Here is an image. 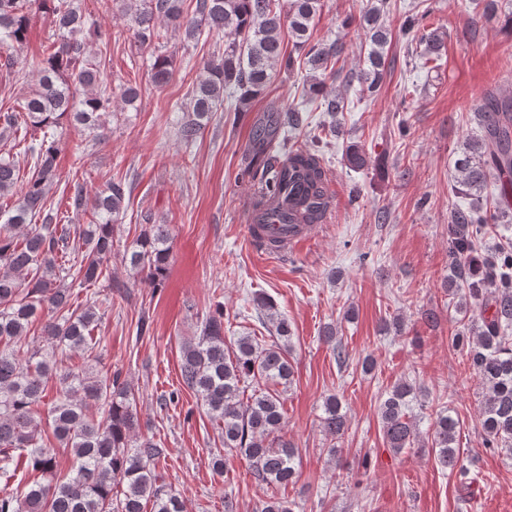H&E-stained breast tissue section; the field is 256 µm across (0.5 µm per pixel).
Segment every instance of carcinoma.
Listing matches in <instances>:
<instances>
[{"label":"carcinoma","mask_w":512,"mask_h":512,"mask_svg":"<svg viewBox=\"0 0 512 512\" xmlns=\"http://www.w3.org/2000/svg\"><path fill=\"white\" fill-rule=\"evenodd\" d=\"M122 16L131 22L137 42L152 50L150 73L155 85L167 84L172 57L161 51L166 23L188 43L203 30L228 33L224 53L207 61L191 91L187 116L180 123V138L196 140L209 118L224 105V93L237 94L245 105L269 84L274 69L290 65L283 32L292 47L304 52L305 65L323 75L337 73L342 44L311 43L315 18L322 0H195L192 14L183 0H121ZM51 10L58 34L46 46L40 61L38 86L3 114L0 141L14 138L24 144L33 160L28 176L10 156L0 154V198L17 196L8 210L0 209V475L13 478L20 469L35 473L13 493L0 495V512H184L183 502L169 490L159 465L167 449L148 436L133 439L137 425L131 390L115 373L101 377L83 367L67 366L59 375L55 397L45 401V386L61 360L92 350V332L112 297L85 305L72 301L66 281L88 287L105 277L112 257V223L119 215L130 185L112 179L90 196L78 181L71 186L74 211L92 210V224L69 225L53 221L47 210V191L58 178L56 158L63 148L57 129L63 121L95 133L105 126L111 80L101 61L88 55L84 32L93 28L74 0H0V45L20 46L31 24V5ZM413 15L404 28L410 43L421 47L425 63H436L444 53L439 35L419 22L428 10ZM386 0L362 16L368 37L366 67L356 76L360 97L377 95L384 83L385 48L389 31L383 16ZM315 109L330 116L344 111L341 97H329L323 83L309 89ZM481 135L457 159L456 182L464 196L480 197L488 181L498 182L497 193L484 205L454 208L448 225L453 287L463 313L478 309L471 326L452 337V345L465 351L470 366L485 389L481 425L484 446L512 451V246L500 247L485 260L471 261L489 224H500L512 214V97L488 92L475 108ZM302 109L291 107L278 126L299 129ZM42 133L27 140L29 129ZM276 130H255L247 174L267 192L283 196L286 208L275 210L284 224L318 223L325 214L327 180L320 156L309 148L280 146L273 153ZM170 258L167 225L154 224L131 244L125 260L131 270L147 272L153 286L161 285ZM260 306L275 327L277 341L259 343L254 336L233 341L224 337V310L217 309L201 324L200 334L182 342L180 373L200 406L221 429L224 447L247 459L255 480L287 486L295 478V452L286 441L274 446L284 429L283 400L279 387L291 383L294 368L289 359L291 331L288 319L268 301ZM43 344L22 346L29 326L39 316ZM247 401L240 395L247 388ZM415 386L395 384L379 406L383 438L399 453L419 438L409 415ZM337 395L325 399L321 425L325 433L340 438L346 417ZM48 426L58 446L69 449L72 466L65 474L56 470V448L43 442L41 426ZM459 422L439 411L430 433L431 449L441 469L469 475L455 448Z\"/></svg>","instance_id":"carcinoma-1"}]
</instances>
